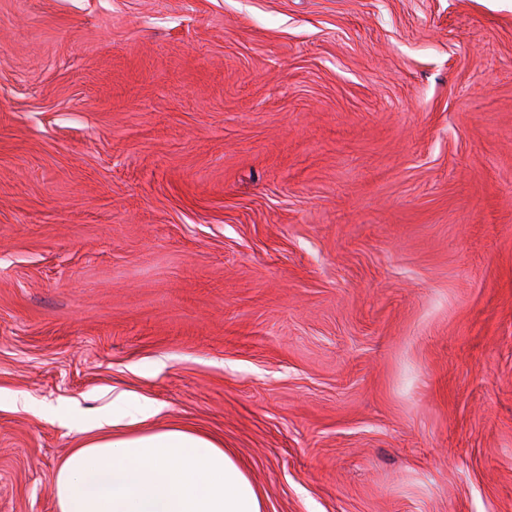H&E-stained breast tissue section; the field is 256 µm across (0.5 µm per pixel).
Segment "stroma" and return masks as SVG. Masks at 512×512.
<instances>
[{
  "label": "stroma",
  "instance_id": "obj_1",
  "mask_svg": "<svg viewBox=\"0 0 512 512\" xmlns=\"http://www.w3.org/2000/svg\"><path fill=\"white\" fill-rule=\"evenodd\" d=\"M122 391L266 512H512V0H0V512Z\"/></svg>",
  "mask_w": 512,
  "mask_h": 512
}]
</instances>
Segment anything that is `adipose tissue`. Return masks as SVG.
<instances>
[{
    "label": "adipose tissue",
    "mask_w": 512,
    "mask_h": 512,
    "mask_svg": "<svg viewBox=\"0 0 512 512\" xmlns=\"http://www.w3.org/2000/svg\"><path fill=\"white\" fill-rule=\"evenodd\" d=\"M112 404V415L78 426L81 441L56 473L57 512H265L222 444L176 425L144 429L162 408L126 393Z\"/></svg>",
    "instance_id": "ef3b65f1"
}]
</instances>
